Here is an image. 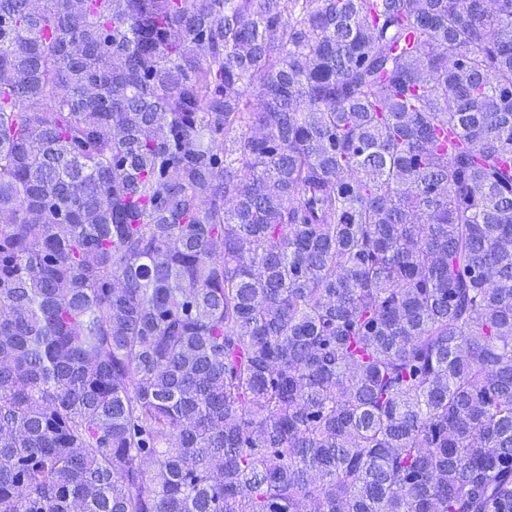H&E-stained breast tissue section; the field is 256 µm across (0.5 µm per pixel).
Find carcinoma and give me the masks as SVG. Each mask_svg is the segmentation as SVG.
<instances>
[{"instance_id": "obj_1", "label": "carcinoma", "mask_w": 512, "mask_h": 512, "mask_svg": "<svg viewBox=\"0 0 512 512\" xmlns=\"http://www.w3.org/2000/svg\"><path fill=\"white\" fill-rule=\"evenodd\" d=\"M0 216V512H512V0H0Z\"/></svg>"}]
</instances>
